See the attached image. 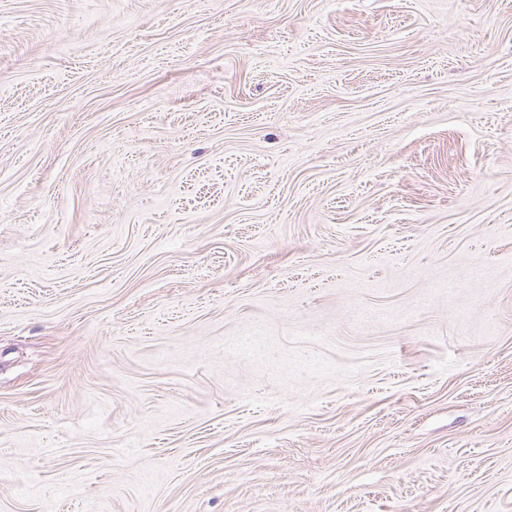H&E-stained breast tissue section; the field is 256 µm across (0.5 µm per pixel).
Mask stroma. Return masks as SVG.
I'll list each match as a JSON object with an SVG mask.
<instances>
[{
  "label": "stroma",
  "instance_id": "1",
  "mask_svg": "<svg viewBox=\"0 0 512 512\" xmlns=\"http://www.w3.org/2000/svg\"><path fill=\"white\" fill-rule=\"evenodd\" d=\"M0 512H512V0H0Z\"/></svg>",
  "mask_w": 512,
  "mask_h": 512
}]
</instances>
